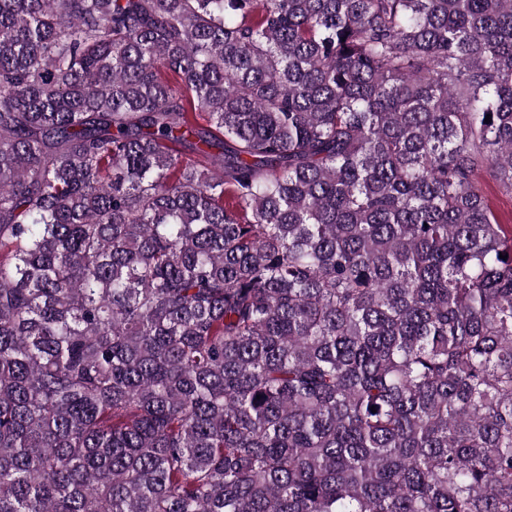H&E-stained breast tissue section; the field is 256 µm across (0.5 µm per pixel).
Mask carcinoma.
<instances>
[{"label":"carcinoma","instance_id":"carcinoma-1","mask_svg":"<svg viewBox=\"0 0 512 512\" xmlns=\"http://www.w3.org/2000/svg\"><path fill=\"white\" fill-rule=\"evenodd\" d=\"M486 180L512 0H0V512H512Z\"/></svg>","mask_w":512,"mask_h":512}]
</instances>
